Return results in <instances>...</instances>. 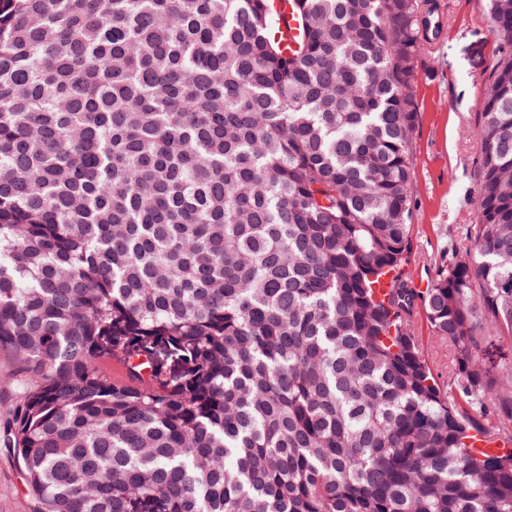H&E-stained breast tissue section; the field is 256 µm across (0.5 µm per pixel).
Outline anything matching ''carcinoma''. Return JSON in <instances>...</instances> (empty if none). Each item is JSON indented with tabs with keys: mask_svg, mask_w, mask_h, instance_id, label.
Segmentation results:
<instances>
[{
	"mask_svg": "<svg viewBox=\"0 0 512 512\" xmlns=\"http://www.w3.org/2000/svg\"><path fill=\"white\" fill-rule=\"evenodd\" d=\"M301 2L289 54L266 0H0V444L37 512H512V452H468L477 409L512 432L481 358L512 335V0L474 224L423 292L426 0ZM417 336L422 355L430 363L437 381L443 388L450 389L452 347L448 342L433 336L425 316L421 313L416 323ZM15 372L14 361L6 354L0 353V429L10 419L14 407L15 382L8 377Z\"/></svg>",
	"mask_w": 512,
	"mask_h": 512,
	"instance_id": "obj_1",
	"label": "carcinoma"
}]
</instances>
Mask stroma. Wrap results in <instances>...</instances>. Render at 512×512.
Returning <instances> with one entry per match:
<instances>
[{"mask_svg": "<svg viewBox=\"0 0 512 512\" xmlns=\"http://www.w3.org/2000/svg\"><path fill=\"white\" fill-rule=\"evenodd\" d=\"M443 29L418 65L413 92L419 121L413 148L414 208L408 271L412 285L432 282L474 220L482 145L476 116L499 39L485 0H435ZM420 348L442 387H450L452 348L418 318ZM12 449L0 447V512H34Z\"/></svg>", "mask_w": 512, "mask_h": 512, "instance_id": "35a3bbf8", "label": "stroma"}]
</instances>
